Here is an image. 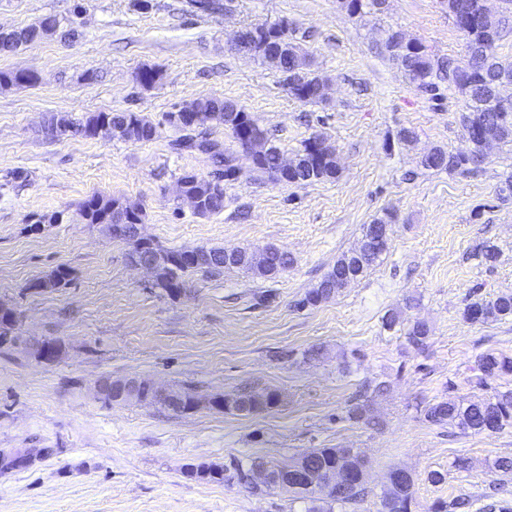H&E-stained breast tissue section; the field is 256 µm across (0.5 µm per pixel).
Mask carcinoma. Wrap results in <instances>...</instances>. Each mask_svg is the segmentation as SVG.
Returning a JSON list of instances; mask_svg holds the SVG:
<instances>
[{
    "label": "carcinoma",
    "mask_w": 512,
    "mask_h": 512,
    "mask_svg": "<svg viewBox=\"0 0 512 512\" xmlns=\"http://www.w3.org/2000/svg\"><path fill=\"white\" fill-rule=\"evenodd\" d=\"M62 19L55 14H46L37 23L19 31L16 38L1 39L0 53L14 52L21 47L31 44L44 36L57 32ZM296 24L283 19L277 23L257 24L245 28L244 34L249 42L254 44V56L267 62L270 60L268 49L284 38L286 56L277 60L276 68L284 76L288 92L297 100L304 103H320L323 98L317 93L321 78L311 75L295 67L300 62L301 47ZM399 29L392 26L385 29L382 40L385 57L398 66L417 91L435 94L439 86L457 92L463 100V109L459 115V123L463 133L470 134V149L466 153H451L436 147L426 153L421 161L424 168L436 171L458 172L473 174L481 169V162L475 156L481 153L482 141L479 133L471 131L473 123L487 128L489 135L499 143H512V111L505 112L497 101L499 87L505 83L512 84V56L500 53L499 41L501 34L482 48H477L478 54L465 62L453 57L430 55L425 47H403L397 42ZM32 85L35 79L22 78L14 70H0V89L24 84ZM180 112H195L200 115L198 127L183 131L176 141L178 150H201L211 154L214 169L206 176H200L191 171H185L179 177L184 185L182 201L193 214L207 217L218 214L224 209V183L239 178V169L235 164L234 152L221 149L218 144L208 140L202 128L211 125H222L228 131L233 142L240 143L237 127L245 123L251 129L262 134L269 131L259 125L258 121L237 102L220 95H210L196 98L178 107ZM106 123L114 132L112 136L130 142H150L159 133V124L153 122L138 112H95L82 118H73L67 114H52L46 119V124L56 128L58 134L71 133L84 138L88 137L90 129ZM281 149L270 144L263 159L252 163V171L259 178H266L274 183L288 180L293 185H308L321 181H332L339 173V163L336 149L325 143L318 154L304 160L302 168L284 178L279 175V157ZM77 215L84 224L112 225V238L131 243L129 231L132 225L144 223V212L128 214L126 203L119 198L94 194L80 205ZM395 216L390 212L383 213L372 223L363 228L362 240L359 245L341 254L336 259L332 269L320 280L318 285L309 290L299 301L302 307L315 306L338 293L349 283L358 280L373 266L380 256L387 251L390 241L391 224ZM291 259L288 252L275 246L266 252H252L246 248L237 250V258L224 269H237L253 278L266 279L277 275L288 268ZM202 272L213 275V265L210 262H196L190 258H182L174 269L170 270L169 280L163 284V291L172 297L180 295V287L184 286V277L190 273ZM512 317V294H503L493 300H479L470 303L464 310V318L472 323H486ZM431 329L424 321L416 320L406 331V339L410 346L417 351L429 347ZM512 375V357L486 351L477 361L476 374L472 381L479 386L488 387L493 382L505 376ZM278 402V394L271 390L262 392L244 391L224 396V406L227 412L238 414L252 413L259 405L269 409ZM424 418L435 425H453L464 432L496 433L507 426H512V389L494 390L493 394L478 400H468L463 397L448 396L424 408ZM317 468L311 474L306 484L281 485L296 499L306 503L305 512H325L319 505H336L343 510L357 504L365 493V478L352 471L347 472L345 485L334 492L325 493L318 498V491L313 484L326 479L329 473L344 465L349 458L347 448H317L315 449ZM267 463L258 458L248 456L235 461L233 470H228L214 464H192L186 468L190 477L222 484L235 481L247 485L249 474ZM269 467V466H267ZM271 474L282 478L284 473L280 467H269ZM414 480L407 476L403 482L396 479L390 471L380 496L378 512H394L401 507L408 512L412 502Z\"/></svg>",
    "instance_id": "obj_1"
}]
</instances>
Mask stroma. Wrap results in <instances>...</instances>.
<instances>
[{
	"mask_svg": "<svg viewBox=\"0 0 512 512\" xmlns=\"http://www.w3.org/2000/svg\"><path fill=\"white\" fill-rule=\"evenodd\" d=\"M220 3L208 14L191 0H0V28L55 13L75 29L0 55V68L39 76L35 86L0 90V303L16 311L19 338L0 345V448L54 451L0 476V512H304L286 490L254 496L184 469L247 456L284 466L313 448H351L365 462L366 495L346 512H377L393 468L415 480L412 512H431L440 500L461 501L459 512L512 502V475L489 468L512 455V427L464 433L423 416L451 382L457 395L485 397L467 381L483 352L512 356V318L463 316L472 301L512 294V196L498 192L512 176V145H493L475 175L423 168L432 148L468 152L463 102L448 89L434 99L417 91L379 45L393 25L438 56L463 57L448 0H388L384 14L363 21L339 0ZM283 19L307 33L302 54L328 87L324 102L298 101L275 67L229 48L238 30ZM145 66L163 72L148 89L135 80ZM215 93L258 118L285 154L311 135L326 138L338 177L278 185L257 178L241 155L223 212L194 215L177 181L186 170L208 174L211 161L173 150L180 133L162 119ZM127 110L159 123L157 138L90 140L43 127L53 113ZM404 128L416 132L415 144L398 141ZM95 193L139 205L145 236L163 248L275 246L292 262L266 281L194 273L185 294L170 297L129 263V244L75 221ZM387 211L395 222L377 263L330 299L299 307L364 225ZM55 212L64 222L30 228L31 216ZM485 245L498 250L494 266L478 255ZM59 267L70 273L66 285L36 287ZM392 310L401 323L388 331L382 319ZM416 320L431 328L422 352L405 336ZM44 340L59 344L54 360L37 357L33 346ZM107 374L188 386L203 401L267 389L279 402L255 415L107 404L94 388ZM372 379L387 390L368 395V420L348 419L350 401ZM432 470L443 483L428 481Z\"/></svg>",
	"mask_w": 512,
	"mask_h": 512,
	"instance_id": "1",
	"label": "stroma"
}]
</instances>
